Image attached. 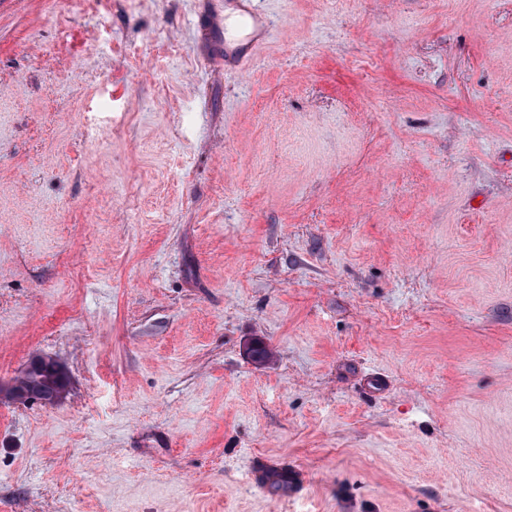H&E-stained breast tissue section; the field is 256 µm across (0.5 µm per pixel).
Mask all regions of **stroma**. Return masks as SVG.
<instances>
[{
    "instance_id": "35a3bbf8",
    "label": "stroma",
    "mask_w": 512,
    "mask_h": 512,
    "mask_svg": "<svg viewBox=\"0 0 512 512\" xmlns=\"http://www.w3.org/2000/svg\"><path fill=\"white\" fill-rule=\"evenodd\" d=\"M257 5L0 0V512H512V0ZM253 0H211L210 11L216 17H222L227 7H232L245 28L244 36L239 40L224 37V69L237 71L243 69L266 46L270 38V28L266 18L253 7ZM47 364L53 365L59 371H64L63 366L53 358L33 357L28 361L21 375L13 380L7 392L0 390V399L5 396L19 404L37 399L36 393L42 392V387L36 374Z\"/></svg>"
}]
</instances>
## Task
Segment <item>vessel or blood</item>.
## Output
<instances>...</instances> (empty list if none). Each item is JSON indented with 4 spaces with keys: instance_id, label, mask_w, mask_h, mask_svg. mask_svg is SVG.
Returning <instances> with one entry per match:
<instances>
[{
    "instance_id": "b4317fda",
    "label": "vessel or blood",
    "mask_w": 512,
    "mask_h": 512,
    "mask_svg": "<svg viewBox=\"0 0 512 512\" xmlns=\"http://www.w3.org/2000/svg\"><path fill=\"white\" fill-rule=\"evenodd\" d=\"M210 11L222 17L226 8H233L241 19L245 34L238 40H225L224 67L231 71L243 69L266 46L270 28L266 18L253 6V0H210Z\"/></svg>"
}]
</instances>
